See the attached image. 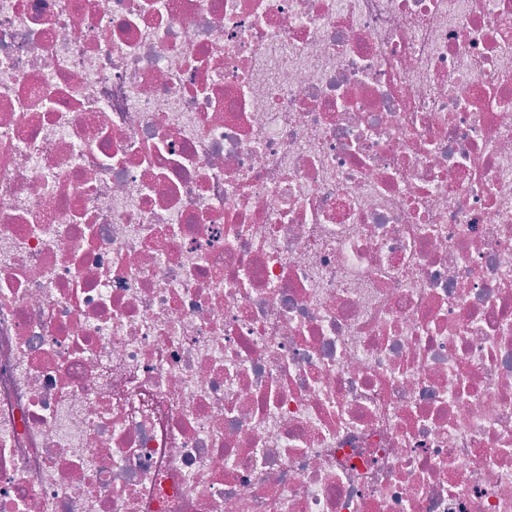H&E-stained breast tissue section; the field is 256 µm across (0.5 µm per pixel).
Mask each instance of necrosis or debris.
I'll return each mask as SVG.
<instances>
[{"instance_id": "1", "label": "necrosis or debris", "mask_w": 512, "mask_h": 512, "mask_svg": "<svg viewBox=\"0 0 512 512\" xmlns=\"http://www.w3.org/2000/svg\"><path fill=\"white\" fill-rule=\"evenodd\" d=\"M0 512H512V0H0Z\"/></svg>"}]
</instances>
